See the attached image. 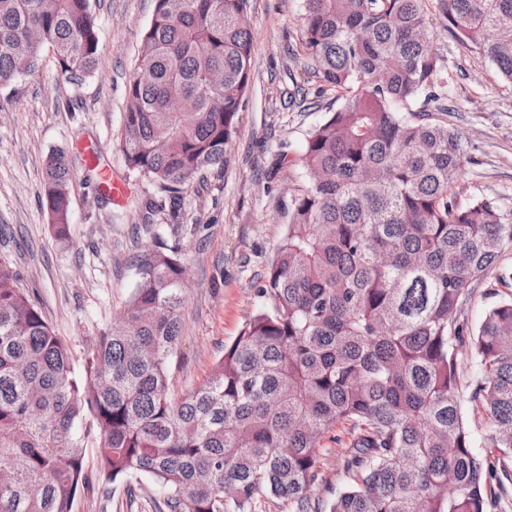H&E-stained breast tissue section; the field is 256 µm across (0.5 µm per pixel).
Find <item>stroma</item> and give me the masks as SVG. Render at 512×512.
<instances>
[{
  "mask_svg": "<svg viewBox=\"0 0 512 512\" xmlns=\"http://www.w3.org/2000/svg\"><path fill=\"white\" fill-rule=\"evenodd\" d=\"M100 40L98 70L75 84L44 50L31 75L0 86V258L16 270L20 288L36 301L82 372L99 331L117 320L139 282L136 252L156 238L178 242L186 266L185 306L170 391L182 396L204 383L225 345L264 306L257 292L288 222V207L303 170L298 164L310 131L335 110L318 96V81L299 42L300 0H250L253 83L227 145L223 167L195 177L179 197L161 200L155 184L129 170L121 149L126 86L137 65L155 0H90ZM451 81L445 123L464 133L471 161L458 182L460 199L479 194L512 210V85L495 66L434 27ZM304 84V105H289L292 82ZM125 180L124 204L102 194L89 176L86 148ZM62 151L72 159L70 224L58 236L42 199L46 160ZM159 208L151 223L143 215ZM512 296V285L488 278L467 300L462 317L478 327L489 309ZM481 376L477 358L460 356L461 410L477 454L492 423L472 401ZM165 494L150 478L134 490L102 492L90 483L73 512H166Z\"/></svg>",
  "mask_w": 512,
  "mask_h": 512,
  "instance_id": "1",
  "label": "stroma"
}]
</instances>
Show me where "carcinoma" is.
Wrapping results in <instances>:
<instances>
[{
  "instance_id": "carcinoma-1",
  "label": "carcinoma",
  "mask_w": 512,
  "mask_h": 512,
  "mask_svg": "<svg viewBox=\"0 0 512 512\" xmlns=\"http://www.w3.org/2000/svg\"><path fill=\"white\" fill-rule=\"evenodd\" d=\"M249 0H155L127 84V166L176 193L224 166L252 84ZM512 83V0H302L296 52L336 110L308 135L305 179L258 293L267 307L210 378L175 397L185 267L178 243L139 251V284L99 333L84 372L0 258V512H72L88 483L86 417L104 445L103 490L149 477L167 512H500L512 495V299L474 330L471 294L512 250V212L455 191L469 157L448 111V60L432 16ZM68 78L100 57L90 0H0V86L44 48ZM42 193L69 224L67 155ZM482 375L492 455L472 448L458 355ZM348 438L344 487L314 492L323 438Z\"/></svg>"
}]
</instances>
